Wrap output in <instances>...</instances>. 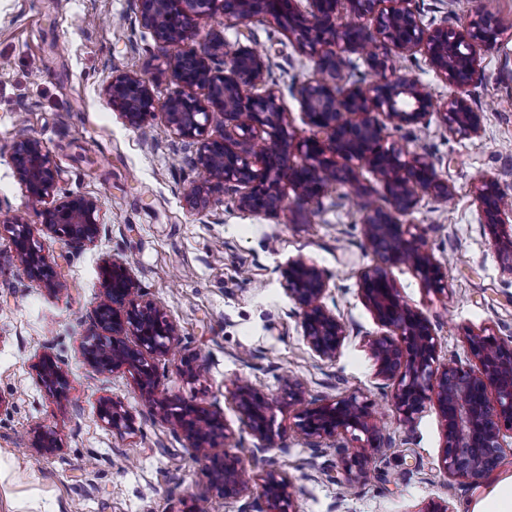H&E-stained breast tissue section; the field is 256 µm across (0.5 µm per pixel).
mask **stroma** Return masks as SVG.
Here are the masks:
<instances>
[{
	"label": "stroma",
	"instance_id": "obj_1",
	"mask_svg": "<svg viewBox=\"0 0 512 512\" xmlns=\"http://www.w3.org/2000/svg\"><path fill=\"white\" fill-rule=\"evenodd\" d=\"M448 2L412 5L426 21L444 18L458 27L490 15L503 28L496 44L480 49L482 76L466 89L484 115V133L449 136L434 114L424 130L385 131L406 151L429 155L454 191L445 201L422 195L404 218L418 225L442 262L447 292L427 291L408 268L393 271L401 298L430 320L443 362L466 360L471 331L488 328L512 340V272L472 192L489 177L512 193V0H461L454 12ZM137 10V0H0V213L23 217L60 286L54 292L30 277L14 261L8 233L0 234V398L9 403L0 412V512H189L202 495L211 512H242L245 505L214 494L205 466L191 460L181 432L144 400L132 372L103 374L84 361L81 344L94 328L106 258L126 264L145 300L180 334V345L155 361L159 391L218 409L234 433L231 452L246 459L251 473L288 474L295 512H424L434 500L459 512L512 474L507 434L494 473L449 481L439 465L444 427L437 411L426 407L403 424L391 404L392 382L375 374L367 342L382 329L358 293L361 272L378 261L366 245L363 208L387 204L373 173L360 170L355 187L327 186L308 204L287 191L276 217L241 211L230 190L213 194L204 212L187 207L185 194L201 178L195 149L169 131L163 115L180 90L170 69L178 49L143 28ZM242 32L269 57L266 80L282 93L293 142L307 139L312 130L291 86L313 75L314 61L272 20L256 15L237 29L221 16L205 17L188 45L221 37L232 47ZM119 73L149 80L154 91L155 112L139 127L124 124L102 92ZM387 75L416 80L437 100L451 92L419 54L390 52ZM22 136L40 141L55 162L56 200L72 193L96 200L106 228L97 243L75 249L45 230L11 164ZM296 259L324 272L325 303L348 327L335 359L321 360L305 345L300 310L281 285L280 266ZM45 351L68 372L65 397L49 393L33 368ZM198 363L204 373L186 375V366ZM291 375L306 384L302 401L283 396ZM244 378L279 400L274 440L265 449L237 408L234 383ZM349 393L371 404L379 440H305L296 427L300 412ZM104 397L132 416L131 433L118 435L100 421ZM36 427L54 433L59 452L32 447ZM360 446L370 471L349 488L334 474L344 454Z\"/></svg>",
	"mask_w": 512,
	"mask_h": 512
}]
</instances>
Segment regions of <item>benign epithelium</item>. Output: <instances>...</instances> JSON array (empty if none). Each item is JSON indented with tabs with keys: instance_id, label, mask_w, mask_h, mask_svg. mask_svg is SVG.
Wrapping results in <instances>:
<instances>
[{
	"instance_id": "benign-epithelium-1",
	"label": "benign epithelium",
	"mask_w": 512,
	"mask_h": 512,
	"mask_svg": "<svg viewBox=\"0 0 512 512\" xmlns=\"http://www.w3.org/2000/svg\"><path fill=\"white\" fill-rule=\"evenodd\" d=\"M346 11L360 23L344 25ZM225 24H242L263 14L294 38L300 50L315 61L312 78L296 84L299 100L313 136L292 144L287 131L281 92L266 86L269 59L249 45L224 50L215 38L202 49H188L173 59L181 91L168 100L165 122L182 140L197 144L194 164L205 180L186 194L197 210L220 188L238 193V206L253 214L275 216L284 207L282 180H288L297 201L317 199L331 184L353 185L356 171L367 168L385 190L389 207L364 209L365 238L380 262L365 269L359 294L375 321L386 332L369 341L378 376L395 381L392 406L400 421L411 423L427 406L437 410L444 425L440 464L448 479L466 482L485 476L501 463L503 431H512V340L482 329L465 337L469 358L462 363L439 359L437 339L426 315L400 296L392 269L405 266L428 291L442 293L448 281L413 224L401 217L412 213L420 194L446 200L452 187L442 180L426 154L409 153L384 136L386 124L423 127L437 113L448 135L479 137L482 113L470 105L463 88L478 71V50L503 34L499 21L482 16L463 28L447 26L448 19L424 22L410 0H140V23L170 45L192 38L196 21L216 14ZM426 57L435 73L456 91L437 102L416 81L392 80L386 75L387 52ZM225 56L224 69L213 66ZM357 55L376 71L379 80L363 86L347 75ZM103 93L131 127L154 113L149 83L133 74H117L103 84ZM224 118V136L203 138L214 115ZM304 154L300 166L288 165L292 149ZM15 176L28 201L42 206L44 228L68 246L96 243L104 232L97 202L69 195L60 203L58 173L39 141L20 138L13 147ZM475 200L489 234L498 244L504 267L512 272V235L503 226L512 222V194L491 178L474 186ZM11 234L15 260L30 276L55 286L52 267L28 227L17 216H0V231ZM283 288L300 308L306 346L322 360H332L349 337L346 324L327 308L328 281L316 265L290 260L279 269ZM102 292L95 307V331L82 344L84 360L106 373L122 367L132 371L144 398L178 427L190 457L208 464L212 486L226 498L260 488L262 504L255 512H294L293 485L288 474L270 469L249 473L245 459L213 451L218 440L229 444L234 433L220 412L199 403L161 395L154 380V359L167 355L178 342L177 327L155 305L142 299L128 269L104 261ZM39 379L62 397L67 373L60 361L45 352L33 364ZM240 414L254 436L269 447L276 400L257 391L248 380L235 385ZM98 415L117 434L132 430V417L111 397L99 401ZM299 432L309 441L354 435L378 439L370 404L355 393L316 404L302 411ZM33 445L47 453L61 449L53 433L35 428ZM370 458L362 448L342 459L339 482L354 486L365 478Z\"/></svg>"
}]
</instances>
